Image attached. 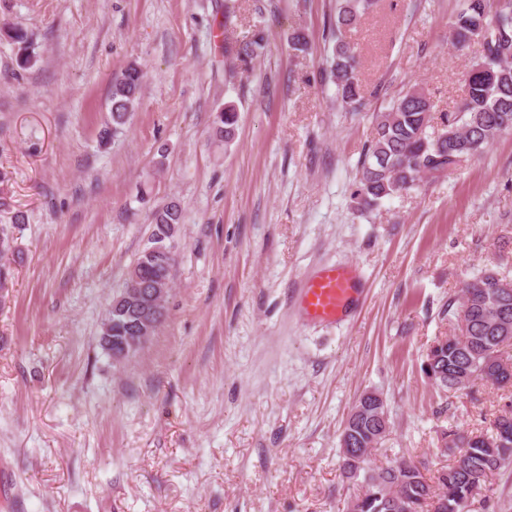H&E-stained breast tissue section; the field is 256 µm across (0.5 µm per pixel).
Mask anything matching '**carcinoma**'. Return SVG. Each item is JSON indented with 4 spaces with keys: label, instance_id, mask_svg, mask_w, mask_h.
Masks as SVG:
<instances>
[{
    "label": "carcinoma",
    "instance_id": "carcinoma-1",
    "mask_svg": "<svg viewBox=\"0 0 512 512\" xmlns=\"http://www.w3.org/2000/svg\"><path fill=\"white\" fill-rule=\"evenodd\" d=\"M371 0H337L336 15L330 30L336 39L331 75L336 86V102L352 111L366 106V96L358 79V61L345 42L343 32L354 27ZM453 44L462 49L472 40L482 38L481 61L467 73L466 93L458 110L441 117L439 136L428 132L433 105L425 91L412 85L389 109L375 116L374 136L365 146L359 161L351 197L361 210L372 208L383 200L412 187L423 177L442 175L463 159L478 155L506 132H512V0H499L495 14H490L488 0H462L450 23ZM4 34L22 45L19 66L31 61L27 33L9 27ZM266 49L263 37L244 42L236 51L246 61ZM143 71L131 64L113 74L111 82L112 126L126 125L135 111L143 85ZM217 134L224 143L232 139L237 124V111L228 104L217 115ZM183 223L179 204L171 203L156 211L152 245L171 252L167 241L170 225ZM159 256L142 252L128 272L126 283L141 274H156ZM498 273L485 271L466 282L458 298L448 302V321L455 334L441 336L429 349L422 369L436 375L435 384L445 390L463 381L484 380L499 387L512 386V374L488 365L496 357L512 364V288L498 287ZM136 311L111 309L109 329H101V348L112 354L104 337L126 336ZM386 411L385 401L374 405L367 397L362 412L348 417L341 433L344 449L342 475L359 484L362 493L355 496L356 512H470L471 488L484 484L488 476L512 461V412L498 416L492 437L483 433H442L443 441L460 448L453 465L439 472L429 483L423 466L403 461L395 466L370 469L354 468L350 459L369 454L375 439L385 435L376 418V409Z\"/></svg>",
    "mask_w": 512,
    "mask_h": 512
}]
</instances>
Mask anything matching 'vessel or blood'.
I'll return each instance as SVG.
<instances>
[{
	"label": "vessel or blood",
	"mask_w": 512,
	"mask_h": 512,
	"mask_svg": "<svg viewBox=\"0 0 512 512\" xmlns=\"http://www.w3.org/2000/svg\"><path fill=\"white\" fill-rule=\"evenodd\" d=\"M356 293V279L352 271L328 267L307 281L300 304L307 318L333 321L349 309Z\"/></svg>",
	"instance_id": "1"
}]
</instances>
